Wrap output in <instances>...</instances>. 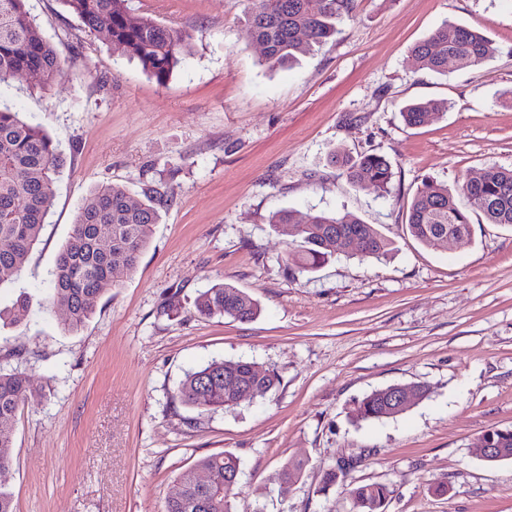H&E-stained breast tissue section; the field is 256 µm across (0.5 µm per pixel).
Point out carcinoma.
<instances>
[{
    "mask_svg": "<svg viewBox=\"0 0 512 512\" xmlns=\"http://www.w3.org/2000/svg\"><path fill=\"white\" fill-rule=\"evenodd\" d=\"M28 0H0V83L27 74L39 75L48 89L65 75L54 44L45 36L27 8ZM89 32L105 37L111 49L135 60L148 76L164 84L189 52L191 36L153 18L134 14L132 0H62ZM349 0H248L247 42L262 47L270 68L285 67L314 45L336 35V19ZM496 48L481 32L444 21L412 49L417 66L441 73L452 59L460 68L481 64ZM448 111V103L421 100L401 112L409 127L423 125L436 113ZM352 185L384 193L392 179L390 163L377 154L356 157L332 153ZM63 164V152L45 129L19 117L0 103V283L18 275L39 240L54 201V183ZM468 208L458 205L448 186L423 180L408 208L406 228L418 242L432 245L441 236L470 235L471 214L488 224L512 226V169L487 166L467 173L461 185ZM137 200L119 184L96 188L79 208L68 240L50 272V293L41 305L48 311L65 312L71 331L85 325L95 312L103 285L115 282L119 273L136 269L140 255L159 223L166 194L150 186ZM274 230L288 236L285 262L291 269L314 272L336 252H347L352 241H361L366 257L386 255L391 241L373 224L348 212H317L307 219L282 210L270 219ZM200 315L221 313L239 322L255 319L258 300L249 292L219 283L200 294L195 302ZM280 385L271 367L253 361L213 360L188 372L177 387L175 399L183 406L208 411L233 408L250 398L264 397ZM395 386L371 391L356 403L357 421L380 420L404 413L409 405L392 399ZM37 400L22 372L0 371V471L10 467L14 437L9 422L20 408ZM482 437L512 458V428L489 429ZM198 470L210 474L212 488L197 484L190 471L179 477V493L164 502L163 512H235L234 490L241 474L238 456L223 451L196 460ZM390 496L387 485L367 483L352 489V512H385Z\"/></svg>",
    "mask_w": 512,
    "mask_h": 512,
    "instance_id": "1",
    "label": "carcinoma"
}]
</instances>
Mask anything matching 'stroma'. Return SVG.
<instances>
[{"mask_svg":"<svg viewBox=\"0 0 512 512\" xmlns=\"http://www.w3.org/2000/svg\"><path fill=\"white\" fill-rule=\"evenodd\" d=\"M134 6L192 37L166 83L61 0L28 8L65 77L47 91L32 75L0 83V101L64 152L40 239L0 285V369L38 394L11 424L0 473L16 512H162L179 474L224 450L242 462L236 512H351V489L372 482L391 490L386 512H512V460L475 450L484 431L512 428V227L475 223L469 238L430 246L405 227L422 179L454 192L472 169L512 168V0H353L332 40L278 69L245 40V0ZM447 19L484 33L493 57L418 68L413 46ZM423 99L448 110L406 127L401 109ZM335 150L388 158V193L351 186L328 163ZM154 180L168 204L136 269L65 330L37 302L78 209L95 187L139 199ZM282 209L352 213L392 250L289 272L269 224ZM219 282L251 293L260 316L198 315L195 299ZM22 291L34 304L18 312ZM214 359L274 367L281 384L189 427L177 386ZM390 385L430 392L398 417L352 420L357 400ZM348 459L357 467L322 490L323 470ZM290 460L306 468L285 484Z\"/></svg>","mask_w":512,"mask_h":512,"instance_id":"obj_1","label":"stroma"}]
</instances>
